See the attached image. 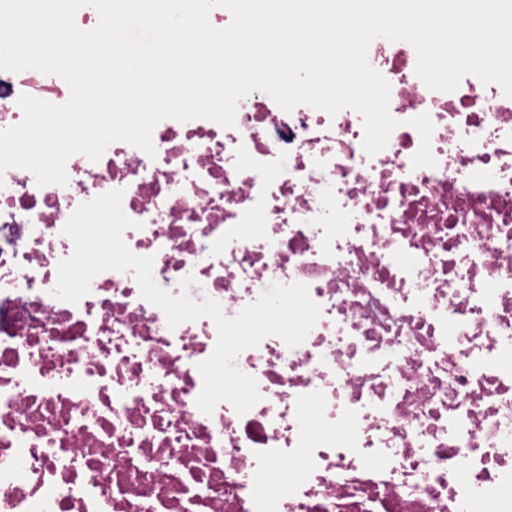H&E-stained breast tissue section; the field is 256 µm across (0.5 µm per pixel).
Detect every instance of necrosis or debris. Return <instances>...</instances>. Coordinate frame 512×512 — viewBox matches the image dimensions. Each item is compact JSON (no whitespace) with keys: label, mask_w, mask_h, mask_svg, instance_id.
I'll return each mask as SVG.
<instances>
[{"label":"necrosis or debris","mask_w":512,"mask_h":512,"mask_svg":"<svg viewBox=\"0 0 512 512\" xmlns=\"http://www.w3.org/2000/svg\"><path fill=\"white\" fill-rule=\"evenodd\" d=\"M368 61L400 122L372 157L354 110L256 91L228 129L161 121L152 157L116 142L63 186L0 176V512H512V98L472 75L429 90L403 41ZM24 94L69 98L0 70V130ZM423 113L437 164L416 168ZM116 189L172 295L192 274L228 318L273 283L320 305L299 346L238 355L246 414L196 405L210 318L169 329L129 272L54 296L63 226Z\"/></svg>","instance_id":"obj_1"}]
</instances>
